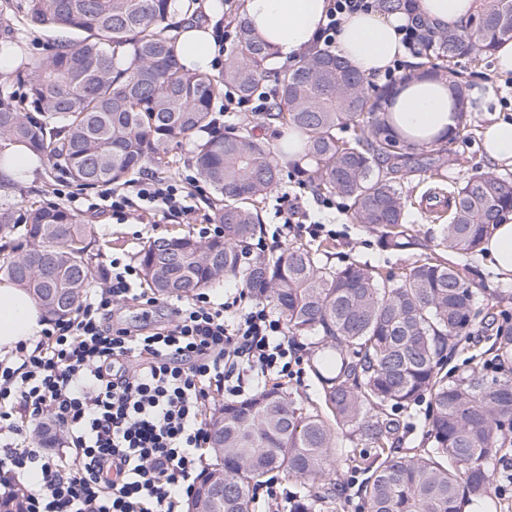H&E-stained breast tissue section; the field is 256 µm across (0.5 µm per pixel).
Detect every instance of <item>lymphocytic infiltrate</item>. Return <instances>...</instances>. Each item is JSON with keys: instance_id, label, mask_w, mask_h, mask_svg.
I'll use <instances>...</instances> for the list:
<instances>
[{"instance_id": "f902f5d3", "label": "lymphocytic infiltrate", "mask_w": 512, "mask_h": 512, "mask_svg": "<svg viewBox=\"0 0 512 512\" xmlns=\"http://www.w3.org/2000/svg\"><path fill=\"white\" fill-rule=\"evenodd\" d=\"M377 8L378 0H329L316 44L335 50L345 17ZM98 199L120 221L193 212L184 182L152 176L104 185ZM244 297L180 298L170 324L136 333L114 324L113 304L158 299L137 266L112 258L100 292L52 320L34 349L0 359V493L21 494L24 512H181L210 445L208 410L302 374L284 321ZM47 420L71 438L72 460L37 448ZM27 472L41 474L40 488L22 486Z\"/></svg>"}]
</instances>
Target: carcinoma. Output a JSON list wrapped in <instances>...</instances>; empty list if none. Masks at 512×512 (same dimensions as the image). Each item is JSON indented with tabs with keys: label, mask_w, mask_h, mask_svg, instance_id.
I'll return each mask as SVG.
<instances>
[{
	"label": "carcinoma",
	"mask_w": 512,
	"mask_h": 512,
	"mask_svg": "<svg viewBox=\"0 0 512 512\" xmlns=\"http://www.w3.org/2000/svg\"><path fill=\"white\" fill-rule=\"evenodd\" d=\"M183 0H24L18 23L55 32L48 56L30 54L17 81L37 112H24L0 91V143H21L87 190L122 185L151 165L169 170L168 145L205 132L191 163L212 190L220 238L154 239L140 254L144 278L160 296L213 288L239 279L248 295L277 310L293 336L321 334L312 367L323 408L301 411L292 394L272 387L228 400L211 418L210 468L185 512H216L212 490L224 488V512H248L250 492L272 471L304 492L289 512H335L341 473L338 435L358 447L341 466L365 475L360 496L369 512H460L469 499L494 500L493 457L512 447V379L475 366L454 379L448 352L483 322L473 283L441 252L473 256L506 214L512 183L492 171L449 187L448 221L434 245L406 222L401 181L430 173L447 182L439 139L418 144L385 118L386 94L365 84L337 54L314 49L297 66H271L266 44L238 19L237 42L219 74L186 67L169 36ZM425 60L409 69L444 77L445 62L489 54L512 40V0H486L460 30L426 32ZM277 88L266 119L298 137L309 162L291 163L314 195L348 201L357 224L397 251H418L395 277L375 267H334L301 242L270 253L248 249L261 238L258 204L281 180L288 147L212 127L213 99L224 86L247 98L263 78ZM21 230L5 276L32 292L51 316H69L94 277L86 259L88 225L51 202L0 206V235ZM430 395L429 448H395L399 421Z\"/></svg>",
	"instance_id": "cac0c4a2"
}]
</instances>
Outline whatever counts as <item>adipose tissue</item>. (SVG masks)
<instances>
[{
  "label": "adipose tissue",
  "mask_w": 512,
  "mask_h": 512,
  "mask_svg": "<svg viewBox=\"0 0 512 512\" xmlns=\"http://www.w3.org/2000/svg\"><path fill=\"white\" fill-rule=\"evenodd\" d=\"M481 8V0H418L417 12L440 30L464 25ZM326 0H245L244 17L254 36L268 44L276 63L300 61L314 33L325 24ZM401 12H358L349 16L338 40L337 53L362 76L383 74L404 50L399 26ZM177 52L184 65L207 71L219 56V46L208 28L182 32ZM387 117L401 133L416 139L455 129L459 113L455 94L442 81L424 78L403 88L387 108ZM40 302L13 283H0V353L19 345H33L45 321Z\"/></svg>",
  "instance_id": "ef3b65f1"
}]
</instances>
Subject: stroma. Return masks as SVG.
Here are the masks:
<instances>
[{"label":"stroma","instance_id":"stroma-1","mask_svg":"<svg viewBox=\"0 0 512 512\" xmlns=\"http://www.w3.org/2000/svg\"><path fill=\"white\" fill-rule=\"evenodd\" d=\"M455 80L461 91L480 86L494 90L504 81L503 74L497 72L492 56L484 55L477 59L463 58L452 63ZM212 118L216 128L227 127L248 128L263 135L269 141H277V127L265 123L263 117L251 112L225 113L223 97H216L212 104ZM466 119L473 136L467 141H453L448 145V178L456 184H463L476 171L495 172L512 181V166L499 165L491 162L484 151V131L495 121H511L512 111L503 110L498 98H491L487 111L467 113ZM65 174L50 171L48 166H40L31 178L22 182L0 184V204H15L21 201L31 202L43 199L57 202L56 190L59 184L65 183ZM405 197L412 200L413 205L408 210L407 222L415 234L425 238L434 235L436 227L428 213L429 207H444L448 198L447 193L441 192L438 182L430 178L411 177L401 183ZM195 194L192 204L195 208L193 218L171 216L156 218L153 222L129 220L119 224L113 220L111 213L86 210L80 215L82 223L91 227V266L95 275L94 285H102V272L108 268L113 255L125 253L131 259H138L141 250L148 241L168 236L178 232L197 235L199 224L209 216L207 199L211 194L210 188L202 181L195 180ZM289 196L296 207L298 216L310 221L329 223L330 230L318 238V245L328 247L327 261L340 266L351 261L365 263L379 269L401 273L415 256L410 252L393 251L384 248L380 243L377 232L368 230L363 225L351 223L346 212L323 208L322 200L313 196L299 185L291 171H284L279 186L268 194L261 210V221L264 228L263 243L265 247L276 248L285 246V239L275 234L278 223L276 209L281 196ZM447 258L454 263H460L467 269L468 278L479 289V298L495 295L497 305L492 310V316L482 324L477 325L470 336L463 339L448 357L447 370L458 375L466 370L471 356L485 355L495 360L498 374L502 377H512V353L498 349L496 340L498 318L502 315H512V277L497 273L493 259L487 252H480L471 257H459L448 253ZM429 405L428 398H421L409 408L396 414L400 428L396 435V445L400 448H419L425 441V413Z\"/></svg>","mask_w":512,"mask_h":512}]
</instances>
